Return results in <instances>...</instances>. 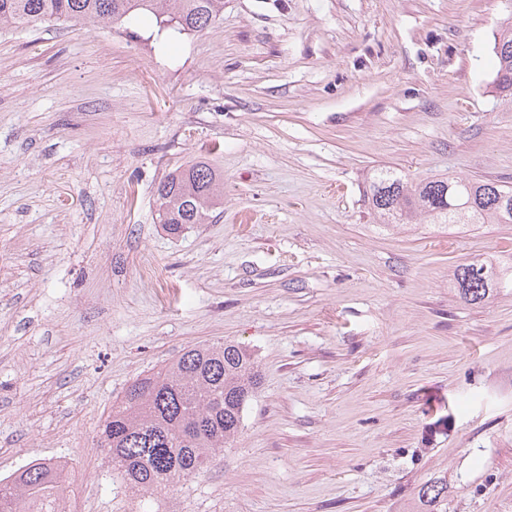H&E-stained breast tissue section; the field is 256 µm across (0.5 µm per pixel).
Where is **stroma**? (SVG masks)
Returning a JSON list of instances; mask_svg holds the SVG:
<instances>
[{"label":"stroma","mask_w":512,"mask_h":512,"mask_svg":"<svg viewBox=\"0 0 512 512\" xmlns=\"http://www.w3.org/2000/svg\"><path fill=\"white\" fill-rule=\"evenodd\" d=\"M512 0H224L205 31L154 15L0 31V470L62 458L73 512H136L98 425L139 376L237 341L262 385L225 464L160 512H512V224L382 231L389 166L512 186L492 45ZM205 161L224 205L176 236L166 175ZM160 267L169 288L144 279ZM512 285V266L500 262H464L453 270V285L463 299L479 304L494 291ZM419 505L416 512H447L448 482L441 479L428 481L420 485L416 494Z\"/></svg>","instance_id":"stroma-1"}]
</instances>
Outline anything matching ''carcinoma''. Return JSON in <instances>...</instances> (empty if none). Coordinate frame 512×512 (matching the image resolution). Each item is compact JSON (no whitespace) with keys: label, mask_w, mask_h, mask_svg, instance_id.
I'll return each mask as SVG.
<instances>
[{"label":"carcinoma","mask_w":512,"mask_h":512,"mask_svg":"<svg viewBox=\"0 0 512 512\" xmlns=\"http://www.w3.org/2000/svg\"><path fill=\"white\" fill-rule=\"evenodd\" d=\"M224 12V0H0V25L26 28L62 22L104 28L133 14L150 13L170 29L202 32ZM493 88L512 99V26L499 29ZM158 221L170 234L204 224L221 204L224 179L204 161L168 174L157 187ZM367 199L378 228L428 222L434 230L465 233L483 224H512V189L493 181L451 175L411 180L378 166ZM512 283V266L464 262L453 270L463 299L479 304ZM261 384L251 351L236 342L195 345L136 379L99 425L100 449L112 474L134 493L152 496L206 471L241 432L244 411ZM53 460L31 462L11 482H0V512H58L64 483ZM416 512H448V482L420 485Z\"/></svg>","instance_id":"1"}]
</instances>
